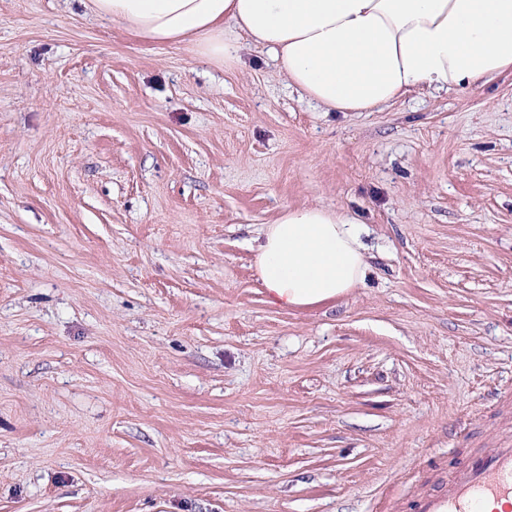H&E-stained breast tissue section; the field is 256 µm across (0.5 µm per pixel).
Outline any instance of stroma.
<instances>
[{"mask_svg": "<svg viewBox=\"0 0 512 512\" xmlns=\"http://www.w3.org/2000/svg\"><path fill=\"white\" fill-rule=\"evenodd\" d=\"M364 223L271 305L260 231ZM512 440V76L300 100L80 0H0V512H386ZM357 219L341 208H287L261 232L255 262L270 301L317 305L363 284L368 263Z\"/></svg>", "mask_w": 512, "mask_h": 512, "instance_id": "35a3bbf8", "label": "stroma"}]
</instances>
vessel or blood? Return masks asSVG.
I'll return each instance as SVG.
<instances>
[{
    "instance_id": "b4317fda",
    "label": "vessel or blood",
    "mask_w": 512,
    "mask_h": 512,
    "mask_svg": "<svg viewBox=\"0 0 512 512\" xmlns=\"http://www.w3.org/2000/svg\"><path fill=\"white\" fill-rule=\"evenodd\" d=\"M512 498V444L470 457L454 469L420 479L411 497L389 512H478L485 502Z\"/></svg>"
}]
</instances>
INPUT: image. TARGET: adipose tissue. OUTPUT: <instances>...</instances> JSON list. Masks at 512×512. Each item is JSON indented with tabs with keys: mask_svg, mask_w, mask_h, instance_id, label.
<instances>
[{
	"mask_svg": "<svg viewBox=\"0 0 512 512\" xmlns=\"http://www.w3.org/2000/svg\"><path fill=\"white\" fill-rule=\"evenodd\" d=\"M94 15L159 43L237 60L239 35L328 112H371L413 91L488 85L512 74V0H88ZM357 219L324 205L265 225L255 262L273 304L309 307L363 284Z\"/></svg>",
	"mask_w": 512,
	"mask_h": 512,
	"instance_id": "ef3b65f1",
	"label": "adipose tissue"
}]
</instances>
